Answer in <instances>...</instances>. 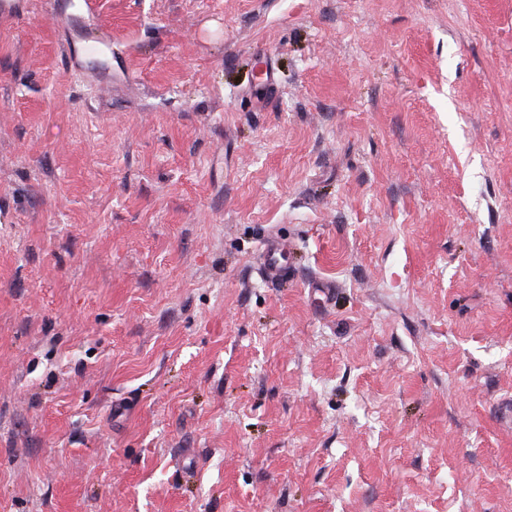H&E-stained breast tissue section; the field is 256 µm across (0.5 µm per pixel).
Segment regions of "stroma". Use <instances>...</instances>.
Masks as SVG:
<instances>
[{"instance_id":"1","label":"stroma","mask_w":512,"mask_h":512,"mask_svg":"<svg viewBox=\"0 0 512 512\" xmlns=\"http://www.w3.org/2000/svg\"><path fill=\"white\" fill-rule=\"evenodd\" d=\"M0 512H512V0L0 16ZM261 260L267 281L278 283L288 275V245L282 239L274 235L267 237Z\"/></svg>"}]
</instances>
